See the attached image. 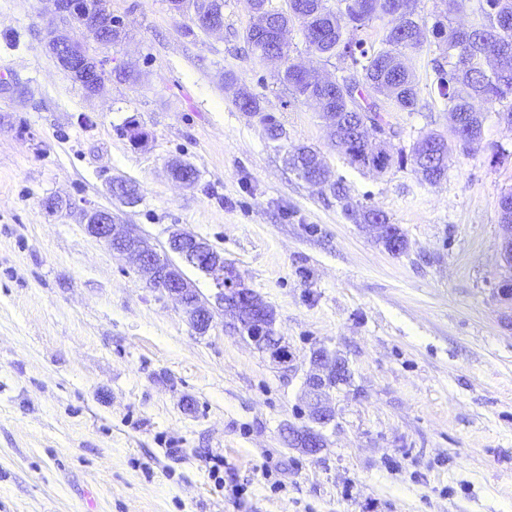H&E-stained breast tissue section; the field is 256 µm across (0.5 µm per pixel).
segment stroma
<instances>
[{
	"mask_svg": "<svg viewBox=\"0 0 512 512\" xmlns=\"http://www.w3.org/2000/svg\"><path fill=\"white\" fill-rule=\"evenodd\" d=\"M110 7L128 36L101 49L108 88L91 97L44 48L50 0H0V512H512V299L498 291L512 127L486 113L479 148H453L434 185L408 163L362 171L250 55L248 0H224L214 33L167 0ZM437 55L429 40L410 56L415 111L381 107L391 154L452 134ZM123 64L141 84L112 77ZM238 85L260 112L238 109ZM132 120L145 143L125 136ZM296 145L321 152L345 198L285 166ZM175 158L197 169L192 187L170 177ZM116 176L139 204L108 195ZM53 195L112 209L159 249L177 228L207 240L273 308L292 364L218 306L195 333L129 258L49 215ZM361 206L407 250L348 218ZM320 347L351 382L311 455L283 427L310 423L301 387Z\"/></svg>",
	"mask_w": 512,
	"mask_h": 512,
	"instance_id": "obj_1",
	"label": "stroma"
}]
</instances>
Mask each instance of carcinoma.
I'll return each mask as SVG.
<instances>
[{
    "mask_svg": "<svg viewBox=\"0 0 512 512\" xmlns=\"http://www.w3.org/2000/svg\"><path fill=\"white\" fill-rule=\"evenodd\" d=\"M326 2L288 0L308 50L321 57L335 48L336 56L350 75L346 88L328 92L330 111L337 118V124L330 125V130L334 147L359 169V155L364 149L362 138L369 137L368 131L360 129V113L371 112L384 121L380 108L368 101L364 89L384 95L401 111H414L418 82L405 59L407 52L419 49L424 39L402 42L390 31L384 35L382 47H368L358 32L377 17L393 14L397 0H337L334 10ZM478 11V19L467 29L441 20L432 26L440 51V57L432 60L436 89L449 115L460 117L453 132L464 151L478 148L481 142L483 119L476 103L489 110L498 108V115L512 124V0H486ZM279 82L288 86L298 100L307 102L323 93L316 82L290 69ZM236 105L248 114L261 111L259 97L247 89ZM286 163L304 180L315 166L322 164V157L302 146L286 152ZM349 216L358 224L389 223L387 216L373 207L363 206Z\"/></svg>",
    "mask_w": 512,
    "mask_h": 512,
    "instance_id": "obj_1",
    "label": "carcinoma"
}]
</instances>
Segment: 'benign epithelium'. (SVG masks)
<instances>
[{
  "label": "benign epithelium",
  "mask_w": 512,
  "mask_h": 512,
  "mask_svg": "<svg viewBox=\"0 0 512 512\" xmlns=\"http://www.w3.org/2000/svg\"><path fill=\"white\" fill-rule=\"evenodd\" d=\"M53 9L49 13L46 25L45 47L52 55L58 67L70 74L85 90L87 95L96 96L105 89L102 76V63L88 48L87 42L77 38L83 30H98L101 38L98 45L106 47L125 38V26L112 15L105 0H50ZM212 0H169L170 9L183 13L193 8L192 20L204 31L223 29V24L208 18L209 4ZM419 0H401L395 16L402 20L398 30H409L408 21L417 16ZM254 21L251 27L255 34L274 46L265 53L263 60L278 63L281 61V48L285 45L288 33V20L273 21L262 0H249ZM418 148L425 156L444 159L446 145L440 139H425ZM192 164L175 159L170 163L171 176L178 182L191 186L192 177L183 171ZM45 209L50 214H69L79 211L85 231L97 240L105 243L113 252L128 256L134 261L137 271L146 279L152 289L175 298L187 318L191 328L203 335L209 331L213 321L210 303L201 298L191 281L180 276L177 267L171 262L170 255L188 259L199 252L205 254L203 263L196 269L211 278L215 289V300L220 304L228 301L244 300L258 312L256 328L247 332V338L264 354L271 363L288 367L292 354L284 337L275 330V319L271 318L273 309L251 289L245 287L234 267L224 260V255L215 250L206 240L193 234L174 231L168 240V250L159 252L145 238L136 234L128 224L119 222L112 210L95 206L89 202L77 204L69 198L51 197L45 201ZM312 371L303 384V394L308 411L311 412L318 428L310 433L312 443L306 452L318 453L327 445L323 428L335 420V411L329 404L332 382L342 369L341 362L328 351L311 356Z\"/></svg>",
  "instance_id": "1"
}]
</instances>
